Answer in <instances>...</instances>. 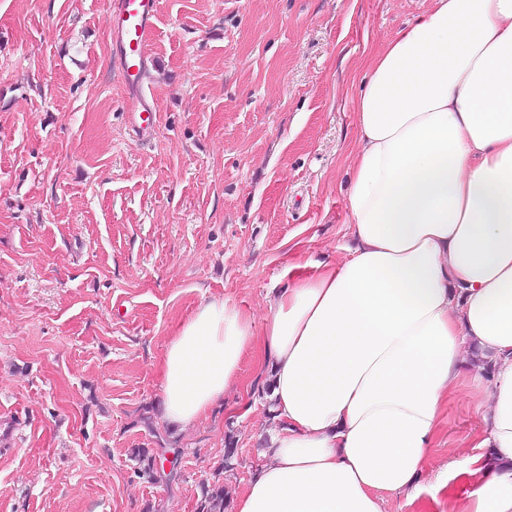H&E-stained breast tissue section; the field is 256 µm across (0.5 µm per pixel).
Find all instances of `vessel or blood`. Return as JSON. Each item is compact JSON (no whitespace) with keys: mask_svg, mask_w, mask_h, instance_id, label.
Here are the masks:
<instances>
[{"mask_svg":"<svg viewBox=\"0 0 512 512\" xmlns=\"http://www.w3.org/2000/svg\"><path fill=\"white\" fill-rule=\"evenodd\" d=\"M156 16L157 0H115L107 22L118 42L124 79H132L134 71L142 70Z\"/></svg>","mask_w":512,"mask_h":512,"instance_id":"vessel-or-blood-1","label":"vessel or blood"}]
</instances>
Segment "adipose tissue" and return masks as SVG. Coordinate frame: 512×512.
I'll return each instance as SVG.
<instances>
[{
    "label": "adipose tissue",
    "instance_id": "ef3b65f1",
    "mask_svg": "<svg viewBox=\"0 0 512 512\" xmlns=\"http://www.w3.org/2000/svg\"><path fill=\"white\" fill-rule=\"evenodd\" d=\"M346 257L267 300L262 331L202 299L158 369L185 427L258 351L277 422L235 512H384L413 496L470 351L492 360L461 512H512V0H434L374 57L355 99Z\"/></svg>",
    "mask_w": 512,
    "mask_h": 512
}]
</instances>
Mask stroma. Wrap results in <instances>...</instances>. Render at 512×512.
<instances>
[{"label":"stroma","instance_id":"obj_1","mask_svg":"<svg viewBox=\"0 0 512 512\" xmlns=\"http://www.w3.org/2000/svg\"><path fill=\"white\" fill-rule=\"evenodd\" d=\"M432 6L159 0L134 91L110 0H0V512H196L214 481L236 500L274 426L254 354L185 428L158 412L157 363L202 295L259 329L287 267L345 256L355 97L387 39ZM479 401L468 377L446 397L420 493L386 497V512H448L433 475L472 452ZM161 438L178 461L153 484L130 452Z\"/></svg>","mask_w":512,"mask_h":512}]
</instances>
